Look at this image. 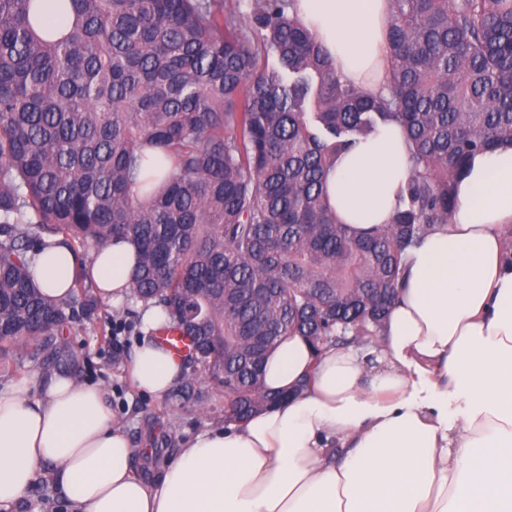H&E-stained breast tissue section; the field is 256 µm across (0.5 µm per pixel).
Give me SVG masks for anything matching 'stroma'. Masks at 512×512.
Masks as SVG:
<instances>
[{"label":"stroma","mask_w":512,"mask_h":512,"mask_svg":"<svg viewBox=\"0 0 512 512\" xmlns=\"http://www.w3.org/2000/svg\"><path fill=\"white\" fill-rule=\"evenodd\" d=\"M111 311V304L99 303L97 318L76 323L70 336H67L70 351L64 352L61 359L54 361H28L24 371L28 374L37 372L45 378L57 372H67L80 382L102 387L117 421L136 447H147V438L151 435L170 440L171 449L164 452L162 460L139 466L145 475L153 476L161 471L165 461L173 459L174 449L179 448L184 438L200 429L223 422L224 403L212 400L183 409L172 405L170 399L161 400L134 389L127 377L125 359L131 356L142 340L143 328L137 325L126 332L124 358L118 362L113 361L110 342L112 324L109 320Z\"/></svg>","instance_id":"obj_1"}]
</instances>
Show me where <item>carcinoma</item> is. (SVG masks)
Returning a JSON list of instances; mask_svg holds the SVG:
<instances>
[{"label": "carcinoma", "mask_w": 512, "mask_h": 512, "mask_svg": "<svg viewBox=\"0 0 512 512\" xmlns=\"http://www.w3.org/2000/svg\"><path fill=\"white\" fill-rule=\"evenodd\" d=\"M296 0H0V373L50 360L97 300L86 270L54 302L31 258L138 248L135 301L191 347L175 398L224 397L240 426L284 396L266 355L368 345L407 251L448 223L473 158L512 144V0H391L374 93L341 80ZM399 124L411 170L391 222L359 234L328 208L339 153ZM138 315L112 311V327Z\"/></svg>", "instance_id": "obj_1"}]
</instances>
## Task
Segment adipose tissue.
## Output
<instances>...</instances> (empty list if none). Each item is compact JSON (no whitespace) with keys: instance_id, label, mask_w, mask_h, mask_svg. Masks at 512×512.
I'll return each instance as SVG.
<instances>
[{"instance_id":"adipose-tissue-1","label":"adipose tissue","mask_w":512,"mask_h":512,"mask_svg":"<svg viewBox=\"0 0 512 512\" xmlns=\"http://www.w3.org/2000/svg\"><path fill=\"white\" fill-rule=\"evenodd\" d=\"M342 78L384 81L390 0H298ZM410 174L393 123L342 154L326 176L338 220L364 232L392 219ZM512 146L486 152L457 187L448 224L410 251L376 365L367 349L313 354L289 337L264 362L284 401L243 425L189 439L149 482L100 387L67 373L0 386V504L50 474L73 512H512ZM126 242L86 265L99 297L122 301L135 266ZM77 261L61 238L31 263L35 283L63 300ZM152 307L133 353L134 386L171 394L184 364L154 332Z\"/></svg>"}]
</instances>
